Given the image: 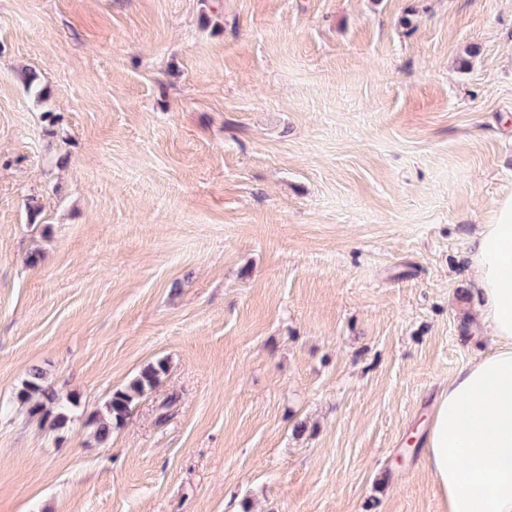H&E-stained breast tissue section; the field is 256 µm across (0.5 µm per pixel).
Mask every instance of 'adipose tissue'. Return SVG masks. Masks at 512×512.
<instances>
[{
  "mask_svg": "<svg viewBox=\"0 0 512 512\" xmlns=\"http://www.w3.org/2000/svg\"><path fill=\"white\" fill-rule=\"evenodd\" d=\"M468 259L479 287L474 318L491 323L498 348L439 395L426 464L447 512H512V196L481 225Z\"/></svg>",
  "mask_w": 512,
  "mask_h": 512,
  "instance_id": "obj_1",
  "label": "adipose tissue"
}]
</instances>
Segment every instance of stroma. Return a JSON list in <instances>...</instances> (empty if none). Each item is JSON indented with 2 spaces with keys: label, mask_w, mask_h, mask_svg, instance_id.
Returning a JSON list of instances; mask_svg holds the SVG:
<instances>
[{
  "label": "stroma",
  "mask_w": 512,
  "mask_h": 512,
  "mask_svg": "<svg viewBox=\"0 0 512 512\" xmlns=\"http://www.w3.org/2000/svg\"><path fill=\"white\" fill-rule=\"evenodd\" d=\"M511 194L512 0H0V512H447ZM167 371L165 360L145 367L127 386L116 390L104 404V410L88 419L94 438L107 442L114 429H119L130 417L133 408L146 391L154 389ZM17 401L26 407L31 417L50 420L52 428H61L69 420L70 406H76L74 399L65 401L48 382L46 373L39 367H32L28 377L16 394Z\"/></svg>",
  "instance_id": "1"
}]
</instances>
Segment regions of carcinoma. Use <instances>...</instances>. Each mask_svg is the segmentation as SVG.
<instances>
[{"label":"carcinoma","mask_w":512,"mask_h":512,"mask_svg":"<svg viewBox=\"0 0 512 512\" xmlns=\"http://www.w3.org/2000/svg\"><path fill=\"white\" fill-rule=\"evenodd\" d=\"M166 372V362L158 360L145 367L127 386L114 391L105 402L104 410L88 419L94 438L100 443L108 441L113 430L124 425L144 393L154 389ZM16 399L30 416L50 421L53 428L63 427L69 420L70 407L76 405L74 399L64 400L59 396L39 367L29 370Z\"/></svg>","instance_id":"1"}]
</instances>
